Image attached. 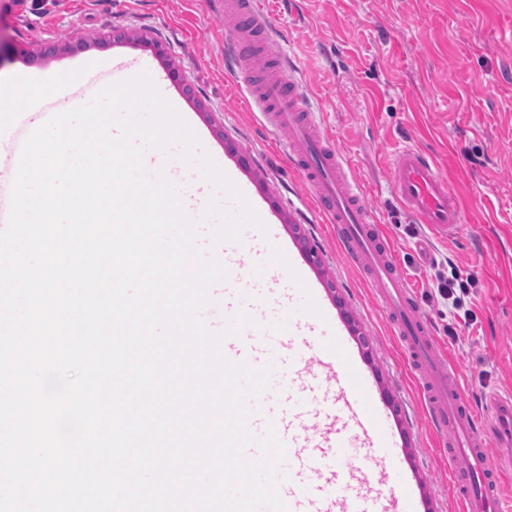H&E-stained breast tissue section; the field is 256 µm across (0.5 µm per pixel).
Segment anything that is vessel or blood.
I'll return each mask as SVG.
<instances>
[{
  "label": "vessel or blood",
  "mask_w": 512,
  "mask_h": 512,
  "mask_svg": "<svg viewBox=\"0 0 512 512\" xmlns=\"http://www.w3.org/2000/svg\"><path fill=\"white\" fill-rule=\"evenodd\" d=\"M224 13L237 26L230 49L233 59L247 60L248 42L254 37L273 40V25L262 0H224ZM280 61L282 73L265 76L251 88L252 107L273 129L288 130L292 164L306 172L327 223L333 224L346 255L368 273L370 283L377 287L391 312L396 334L406 342L412 362L422 370L429 419L448 445V460L457 476L455 490L465 512H512V502L504 496L505 485L512 482V450L505 451L496 462L487 454L490 436L512 432V395L493 398L495 416L487 428L460 389L452 386L455 368L451 362L437 359L432 329L419 315L411 284L371 222L363 189L351 181L344 159L331 136L318 124L299 83L289 81L286 71L291 67L290 59L284 55ZM116 81L113 69L93 65L84 83L47 102L37 117L16 113L9 135L10 157L20 159L23 143L38 123L83 105L101 87ZM390 183L402 208L419 223L440 237L456 235L463 214L434 157L413 146L400 148L390 160ZM225 265L230 278L211 287L212 301L219 304L225 316L244 310L255 317L256 323L245 327L240 336L226 338L224 354L231 361H245L254 367L278 363L290 377L278 394L262 395L260 410L250 418L256 435L275 429L285 446L283 476L277 491L286 512H413L414 491L406 481L383 484L381 493L373 498L356 489L341 458L345 431L327 435L309 423L324 400L292 379L302 361L301 352L282 351L268 328V314L259 312L244 298L242 257L226 259ZM323 322L329 333L321 345L322 355L337 365L343 378L358 385L346 400L349 417L355 424L366 425L371 445L379 450L380 466L390 470L393 457L386 407L361 376L342 328L329 316Z\"/></svg>",
  "instance_id": "1"
}]
</instances>
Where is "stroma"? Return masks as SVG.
<instances>
[{"label":"stroma","instance_id":"stroma-1","mask_svg":"<svg viewBox=\"0 0 512 512\" xmlns=\"http://www.w3.org/2000/svg\"><path fill=\"white\" fill-rule=\"evenodd\" d=\"M295 76L366 192L372 219L410 279L419 314L458 370L462 392L480 412L490 395L512 393V0H266ZM235 32L224 0H12L0 13V39L52 53L12 58L0 80L28 70L64 79L86 58L120 62L163 44L170 89L205 133L208 153L248 185L291 252V282L305 266L323 306L362 334V373L387 401L394 445L418 512H463L448 453L428 426L419 376L393 335L373 286L340 250L303 174L287 160V131L262 123L225 65ZM84 39L72 52L65 42ZM435 156L465 215L460 234L441 240L415 225L394 199L388 158L399 143ZM318 263H305L306 246ZM452 260L476 286L471 325L429 300L433 266Z\"/></svg>","mask_w":512,"mask_h":512}]
</instances>
